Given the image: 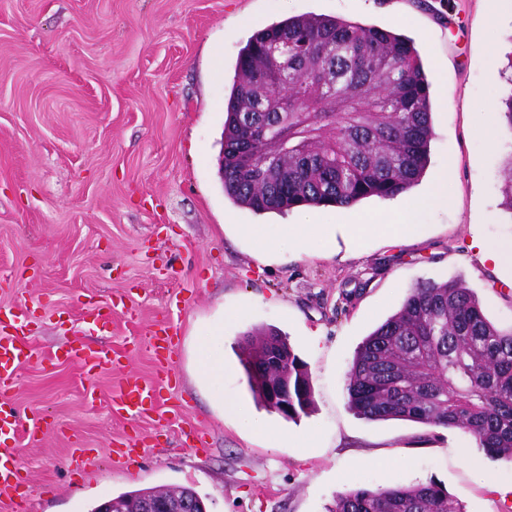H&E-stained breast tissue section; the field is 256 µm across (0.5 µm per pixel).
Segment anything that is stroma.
<instances>
[{
	"label": "stroma",
	"instance_id": "35a3bbf8",
	"mask_svg": "<svg viewBox=\"0 0 512 512\" xmlns=\"http://www.w3.org/2000/svg\"><path fill=\"white\" fill-rule=\"evenodd\" d=\"M445 2L438 20L424 0H0V307L27 309L42 358L19 367L7 393L20 418L43 419L18 439L30 512H90L127 491L177 486L196 490L208 512H330L347 491L431 480L466 512H512L496 490L512 481V460L487 457L458 429L358 417L345 391L358 345L418 283L458 280L494 325L512 327V277L473 247L478 237L512 243L501 192L512 135L475 132L483 108L512 93V15L489 27L486 0ZM305 13L375 24L418 49L434 132L419 186L447 167L455 194L454 206L426 214L425 239L379 227L262 262L238 236L241 224H368L397 205L257 214L224 193V107L239 53L255 32ZM113 302L125 312L110 330L84 322V311ZM223 306L242 311L224 329L234 368L225 390L284 434L315 432L312 454L266 447L208 410L185 340ZM262 327L307 366L314 404L297 420L249 388L237 342ZM161 330L174 343L169 372L148 348ZM312 334L316 353L304 342ZM74 342L124 359L85 377L53 359ZM129 372L157 382V407L134 421L109 406ZM78 449L91 457L81 473Z\"/></svg>",
	"mask_w": 512,
	"mask_h": 512
}]
</instances>
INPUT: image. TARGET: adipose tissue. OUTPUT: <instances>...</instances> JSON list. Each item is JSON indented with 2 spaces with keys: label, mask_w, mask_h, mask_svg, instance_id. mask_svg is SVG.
<instances>
[{
  "label": "adipose tissue",
  "mask_w": 512,
  "mask_h": 512,
  "mask_svg": "<svg viewBox=\"0 0 512 512\" xmlns=\"http://www.w3.org/2000/svg\"><path fill=\"white\" fill-rule=\"evenodd\" d=\"M452 202L448 174L440 172L426 193L407 196L403 204L394 210L393 235L400 240L422 239L426 232L425 225L420 222L422 212L429 207L447 206ZM239 233L251 243L257 256L264 257L288 240L303 247L318 238L334 240L336 227L332 224H248L241 227ZM236 315L233 309L222 311L219 325L186 339L192 378L210 410L221 419L247 422L252 433L265 437L273 447H317L314 435L305 433L286 438L269 421L255 416L237 397L225 394L224 378L230 374L231 368L224 362V325L233 321Z\"/></svg>",
  "instance_id": "adipose-tissue-1"
}]
</instances>
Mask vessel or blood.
<instances>
[{"label":"vessel or blood","mask_w":512,"mask_h":512,"mask_svg":"<svg viewBox=\"0 0 512 512\" xmlns=\"http://www.w3.org/2000/svg\"><path fill=\"white\" fill-rule=\"evenodd\" d=\"M22 313L10 309L0 310V496L16 502L18 512H24L25 502L20 501L19 490L26 483L22 468L15 463L17 450L12 441L17 432L36 434L40 428L38 417L21 420L9 400L2 398V391L10 389L18 367L28 363L33 353L23 332ZM67 357L75 359L85 372L114 365L115 355L108 350H91L82 346L70 347ZM156 383L139 377L125 378L118 394L111 399L115 414L135 417L142 413L145 400L153 398Z\"/></svg>","instance_id":"vessel-or-blood-1"}]
</instances>
